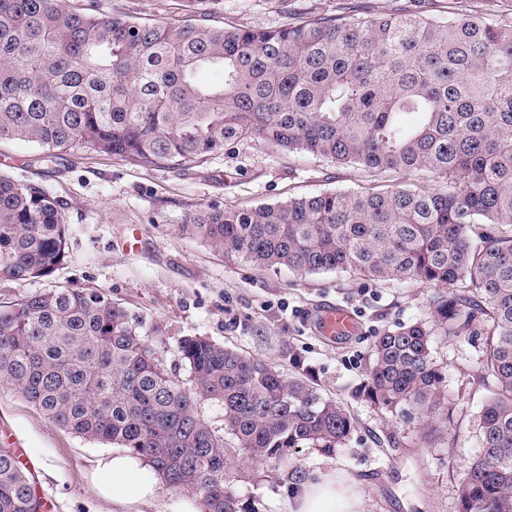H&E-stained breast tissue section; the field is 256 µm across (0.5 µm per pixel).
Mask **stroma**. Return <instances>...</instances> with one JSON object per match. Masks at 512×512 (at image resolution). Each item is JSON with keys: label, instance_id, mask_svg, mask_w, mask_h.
<instances>
[{"label": "stroma", "instance_id": "stroma-1", "mask_svg": "<svg viewBox=\"0 0 512 512\" xmlns=\"http://www.w3.org/2000/svg\"><path fill=\"white\" fill-rule=\"evenodd\" d=\"M92 2L106 14L166 22L197 11L196 0H69L76 9ZM342 7L512 20V0H216L211 19L227 27L277 28L333 16ZM0 173L44 188L69 226L58 269L31 283L0 280L1 305L52 288L102 290L146 325L162 327L157 348L167 363H176L181 339L204 336L304 376L348 407L355 429L330 452L300 448L274 466L227 440L224 479L245 505L288 512L289 483L335 468L355 481L362 512H457L465 459L480 446L479 414L494 390L484 376L481 339H434L432 354L448 389V427L435 439L422 440L418 420L370 405L363 396L374 336L427 317L434 287L349 272L264 270L178 230L185 215L208 207L250 208L336 189L438 190L447 182L444 175L370 172L258 141L180 165L143 164L86 147L48 159L37 146L1 141ZM330 305L354 314L353 334H321L316 316ZM1 446L31 472L37 495L53 512H205L200 497L163 488L148 500L112 499L97 484V462L112 454V446L58 427L4 385Z\"/></svg>", "mask_w": 512, "mask_h": 512}]
</instances>
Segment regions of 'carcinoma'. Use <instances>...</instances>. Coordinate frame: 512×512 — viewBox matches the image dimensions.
Returning a JSON list of instances; mask_svg holds the SVG:
<instances>
[{"instance_id":"1","label":"carcinoma","mask_w":512,"mask_h":512,"mask_svg":"<svg viewBox=\"0 0 512 512\" xmlns=\"http://www.w3.org/2000/svg\"><path fill=\"white\" fill-rule=\"evenodd\" d=\"M196 18L151 23L0 0V140L48 158L77 147L151 164L265 142L369 170L448 176L440 191H330L258 208L206 209L180 231L264 269L343 271L438 288L431 317L377 336L364 397L447 424L433 336H482L497 391L479 416L459 512H512V22L398 11L320 16L277 29ZM215 70L202 84L197 73ZM68 226L50 195L0 175V279L34 282L62 263ZM147 326L99 290L59 288L0 306V384L78 437L130 448L206 512H246L224 482V435L277 465L328 451L350 412L308 381L187 336L181 379ZM224 409V428L201 405ZM43 505L0 448V512Z\"/></svg>"}]
</instances>
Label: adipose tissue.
I'll use <instances>...</instances> for the list:
<instances>
[{
  "mask_svg": "<svg viewBox=\"0 0 512 512\" xmlns=\"http://www.w3.org/2000/svg\"><path fill=\"white\" fill-rule=\"evenodd\" d=\"M100 487L116 500L154 497L159 478L131 449L113 453L97 466ZM361 495L347 475L334 470L293 483L288 491L289 512H360Z\"/></svg>",
  "mask_w": 512,
  "mask_h": 512,
  "instance_id": "1",
  "label": "adipose tissue"
}]
</instances>
